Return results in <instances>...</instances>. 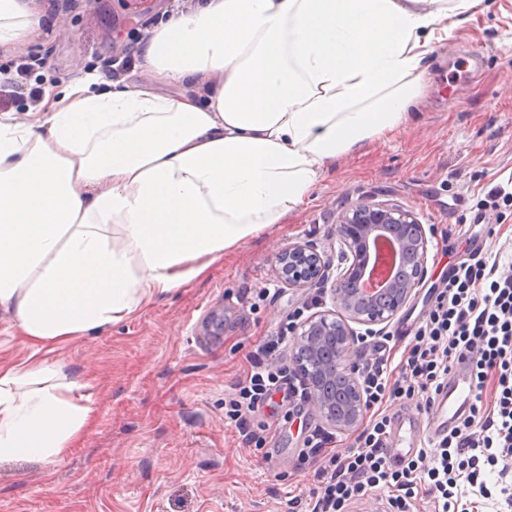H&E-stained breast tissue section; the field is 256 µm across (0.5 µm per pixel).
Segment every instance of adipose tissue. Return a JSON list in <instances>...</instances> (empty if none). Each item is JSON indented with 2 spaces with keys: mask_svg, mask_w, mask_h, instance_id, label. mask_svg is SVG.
<instances>
[{
  "mask_svg": "<svg viewBox=\"0 0 512 512\" xmlns=\"http://www.w3.org/2000/svg\"><path fill=\"white\" fill-rule=\"evenodd\" d=\"M481 0H207L141 50L151 86L87 74L28 121L0 117V462L57 464L92 421L49 357L204 276L280 223L327 164L399 130L449 18ZM49 0H0V48ZM217 82L207 104L158 85ZM10 321L4 314L0 317V362L20 361L29 354L18 336H14Z\"/></svg>",
  "mask_w": 512,
  "mask_h": 512,
  "instance_id": "obj_1",
  "label": "adipose tissue"
}]
</instances>
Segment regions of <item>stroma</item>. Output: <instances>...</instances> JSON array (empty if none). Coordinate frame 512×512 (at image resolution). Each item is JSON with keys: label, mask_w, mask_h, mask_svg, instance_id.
<instances>
[{"label": "stroma", "mask_w": 512, "mask_h": 512, "mask_svg": "<svg viewBox=\"0 0 512 512\" xmlns=\"http://www.w3.org/2000/svg\"><path fill=\"white\" fill-rule=\"evenodd\" d=\"M20 50L44 61L0 113L33 109L29 89L61 93L107 61L141 47L179 9L154 0L129 19L119 0H75ZM415 115L393 138L327 165L308 200L256 238L225 252L203 279L155 299L129 319L64 347L65 371L81 373L94 421L55 466L0 462V512H291L310 498L316 468L296 469L305 428L320 421L285 403L255 414L266 448L240 447L224 423V397L247 353L309 296L279 285L278 253L315 244L330 273L342 255L340 214L362 201L412 210L430 240L427 282L456 263L466 243L512 254V205L475 223L476 202L512 178V0H484L482 12L432 42ZM276 295L258 297L261 288Z\"/></svg>", "instance_id": "stroma-1"}]
</instances>
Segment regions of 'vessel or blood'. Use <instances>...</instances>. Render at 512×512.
Returning a JSON list of instances; mask_svg holds the SVG:
<instances>
[{
	"label": "vessel or blood",
	"mask_w": 512,
	"mask_h": 512,
	"mask_svg": "<svg viewBox=\"0 0 512 512\" xmlns=\"http://www.w3.org/2000/svg\"><path fill=\"white\" fill-rule=\"evenodd\" d=\"M474 394L471 363L469 359H459L429 411L393 416L388 435L392 457L399 461L408 460L427 444L437 442L456 430L468 414Z\"/></svg>",
	"instance_id": "1"
}]
</instances>
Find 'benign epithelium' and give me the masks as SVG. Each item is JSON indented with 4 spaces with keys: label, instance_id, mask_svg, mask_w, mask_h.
Listing matches in <instances>:
<instances>
[{
    "label": "benign epithelium",
    "instance_id": "1",
    "mask_svg": "<svg viewBox=\"0 0 512 512\" xmlns=\"http://www.w3.org/2000/svg\"><path fill=\"white\" fill-rule=\"evenodd\" d=\"M336 235L344 266L334 280H329L321 253L308 243L283 249L275 270L279 281L290 288L320 284L330 294L333 308L318 311L297 325L291 360L294 371L308 385L315 412L329 425L349 431L366 413L359 367L351 359L358 344L356 327L365 326L370 332L374 326L390 323L407 305L426 277L429 239L413 211L397 204L365 202L341 214ZM386 235L395 239L401 255L414 254V266L407 270L405 282L395 278L380 293L366 294L357 284L378 278L370 262L371 241L381 251L384 244L379 239Z\"/></svg>",
    "mask_w": 512,
    "mask_h": 512
}]
</instances>
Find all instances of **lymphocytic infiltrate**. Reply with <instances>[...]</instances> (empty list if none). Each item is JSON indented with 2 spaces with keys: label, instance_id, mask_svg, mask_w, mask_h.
Returning <instances> with one entry per match:
<instances>
[{
  "label": "lymphocytic infiltrate",
  "instance_id": "f902f5d3",
  "mask_svg": "<svg viewBox=\"0 0 512 512\" xmlns=\"http://www.w3.org/2000/svg\"><path fill=\"white\" fill-rule=\"evenodd\" d=\"M429 304L413 328L401 358H393L389 335L365 346L361 383L368 419L344 451L336 437L314 426L297 455V469L321 463L320 486L306 512H344L349 503L383 491L391 512H412L420 492L433 494L436 512H467L461 483L484 498L500 494L512 512V262L501 254L469 251L429 289ZM296 315L246 356L247 367L224 399V422L243 447L267 442L254 414L274 395L292 408L310 404L309 389L282 359ZM469 357L477 398L461 426L404 464L392 463L386 440L388 402L415 401L428 409L456 359Z\"/></svg>",
  "mask_w": 512,
  "mask_h": 512
}]
</instances>
